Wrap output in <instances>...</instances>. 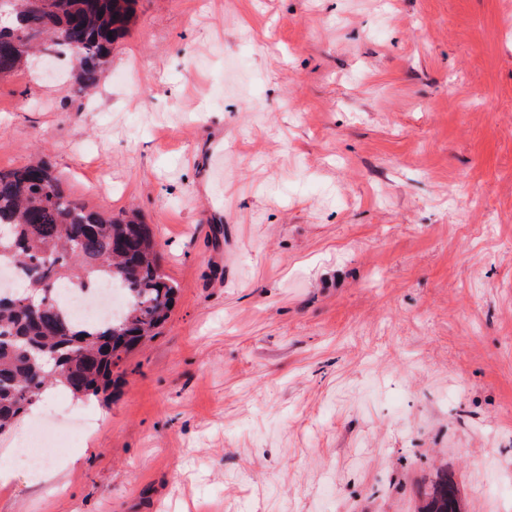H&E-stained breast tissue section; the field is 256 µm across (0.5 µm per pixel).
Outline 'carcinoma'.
<instances>
[{
  "label": "carcinoma",
  "instance_id": "cac0c4a2",
  "mask_svg": "<svg viewBox=\"0 0 512 512\" xmlns=\"http://www.w3.org/2000/svg\"><path fill=\"white\" fill-rule=\"evenodd\" d=\"M27 0H0L15 19L0 30V77L29 67L16 44L29 22L46 27L41 49L76 61L74 84L96 89L112 45L129 32L137 0H51L31 16ZM18 271L20 295H0V434L60 388L84 402L116 383L115 369L168 318L178 285L162 268L154 229L135 211H93L65 194L46 162L0 171V266ZM122 286L118 321L79 320L59 297L63 286ZM418 512H461L458 489L440 469L420 493Z\"/></svg>",
  "mask_w": 512,
  "mask_h": 512
}]
</instances>
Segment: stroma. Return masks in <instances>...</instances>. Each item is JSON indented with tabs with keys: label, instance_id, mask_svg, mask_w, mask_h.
<instances>
[{
	"label": "stroma",
	"instance_id": "obj_1",
	"mask_svg": "<svg viewBox=\"0 0 512 512\" xmlns=\"http://www.w3.org/2000/svg\"><path fill=\"white\" fill-rule=\"evenodd\" d=\"M0 77V170L179 290L0 512H512V0H138L99 89ZM458 489L448 478V469L440 468L420 493L418 512H461Z\"/></svg>",
	"mask_w": 512,
	"mask_h": 512
}]
</instances>
